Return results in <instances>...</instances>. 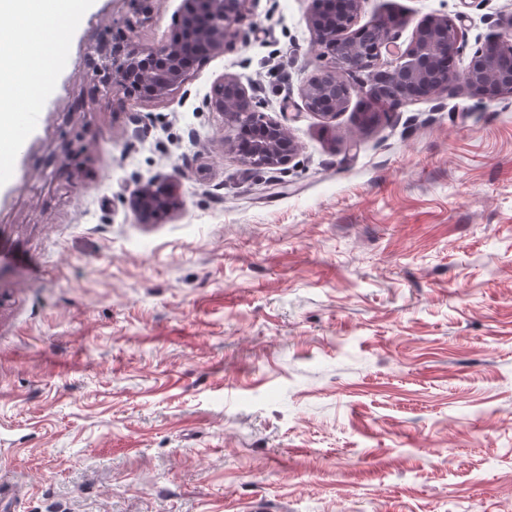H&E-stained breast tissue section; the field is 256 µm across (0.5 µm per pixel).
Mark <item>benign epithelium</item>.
Wrapping results in <instances>:
<instances>
[{
	"label": "benign epithelium",
	"mask_w": 512,
	"mask_h": 512,
	"mask_svg": "<svg viewBox=\"0 0 512 512\" xmlns=\"http://www.w3.org/2000/svg\"><path fill=\"white\" fill-rule=\"evenodd\" d=\"M251 0H183L180 10V39L152 47L130 48L121 42L101 46L99 59L89 67L94 80L102 85L121 87L128 94L144 87L148 98H164L179 88L195 64L208 59L240 36V24L249 11ZM363 0H315L309 23L316 35L320 56L332 66L321 71L302 88L308 111L324 119H334L347 103L337 89L346 85V77L367 72L360 82L369 117L376 118L393 109L395 99L431 97L450 84H460L471 94L491 101L512 95V69L504 61L512 58V20L495 37L476 48L468 67L436 78L437 60L456 55L460 48L457 25L446 17L433 18L416 25L405 49L391 37L393 25L381 18L370 25L376 34L371 45L360 44L353 31ZM391 60L381 62L383 55ZM210 107L224 116L234 128L246 120L258 121L245 151L237 140L224 142V148L237 153L242 163L255 169L288 164L297 146L281 123L258 111L241 81L225 76L212 90ZM132 207L145 219L150 212L172 213L179 209L178 183L165 182V190L156 185L138 187L130 197Z\"/></svg>",
	"instance_id": "benign-epithelium-1"
}]
</instances>
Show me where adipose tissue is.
<instances>
[{"instance_id": "obj_1", "label": "adipose tissue", "mask_w": 512, "mask_h": 512, "mask_svg": "<svg viewBox=\"0 0 512 512\" xmlns=\"http://www.w3.org/2000/svg\"><path fill=\"white\" fill-rule=\"evenodd\" d=\"M84 0H0V15L26 21L51 17L54 26L47 37L49 43H63L75 26ZM55 58L29 54L14 29H0V110L16 104L20 76L53 67Z\"/></svg>"}]
</instances>
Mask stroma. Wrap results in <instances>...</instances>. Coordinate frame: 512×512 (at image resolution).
Listing matches in <instances>:
<instances>
[{"instance_id": "35a3bbf8", "label": "stroma", "mask_w": 512, "mask_h": 512, "mask_svg": "<svg viewBox=\"0 0 512 512\" xmlns=\"http://www.w3.org/2000/svg\"><path fill=\"white\" fill-rule=\"evenodd\" d=\"M312 0H251L241 36L162 99L94 92L106 40L167 43L182 0H87L0 177V474L10 512H512V96L456 87L364 121L303 86ZM456 68L512 0H365ZM241 78L298 145L254 170L205 101ZM178 177L145 224L128 197Z\"/></svg>"}]
</instances>
